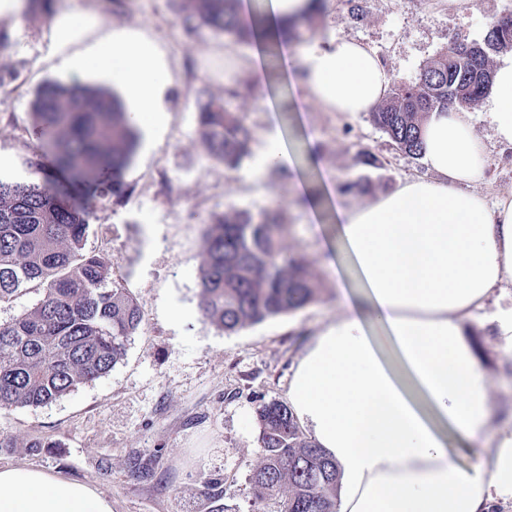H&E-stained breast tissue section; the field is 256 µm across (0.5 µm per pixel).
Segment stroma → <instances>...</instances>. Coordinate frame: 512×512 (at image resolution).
<instances>
[{
	"mask_svg": "<svg viewBox=\"0 0 512 512\" xmlns=\"http://www.w3.org/2000/svg\"><path fill=\"white\" fill-rule=\"evenodd\" d=\"M362 18L346 0H326L316 29L300 25L303 45L336 37L355 39L374 52L395 80L409 81L456 38L480 39L490 21L512 13V0H362ZM76 9L98 23L71 44L77 52L125 27L142 28L167 55L173 83L165 95L168 123L153 140H138L124 172L131 192L122 202L94 203L87 246L112 267L115 278L139 304L143 321L125 344L112 370L44 406L0 411V467L40 468L93 486L112 502V512H279L275 500L255 495L250 475L261 461L257 408L287 402L297 359L317 331L336 314L341 293L335 272L321 262L336 255V222L329 208L311 216L295 197L303 180L320 192L323 171L340 179L362 175L354 160L368 150L380 160L369 173L375 193L425 175L390 147L385 136L361 113L346 118L313 109L297 111L291 91H283L280 117L284 144L298 152L306 133L316 136L319 167L297 169L293 177L270 182L251 178L254 154L266 144L265 86L240 113L255 134L252 157L233 172L204 160L195 133L191 89L204 87L223 97L224 54L248 60L251 46L228 44L207 31L187 33L170 0H54L52 12L22 5L19 16L0 14V175L25 176L22 156L40 151L31 102L46 82L110 85L94 71L60 70V47L53 36L58 13ZM486 101L472 106L475 130L487 144L490 163L479 186L488 201L512 193V148L493 137ZM374 193V194H375ZM279 198L293 229L285 245L302 256L323 288L306 308L224 333L202 310L199 270L205 258L204 229L210 214L230 204L251 209ZM180 307L190 316L171 322ZM466 339L492 388L490 401L501 417L512 416V353L495 342L489 324L466 327Z\"/></svg>",
	"mask_w": 512,
	"mask_h": 512,
	"instance_id": "obj_1",
	"label": "stroma"
}]
</instances>
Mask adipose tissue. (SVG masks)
Instances as JSON below:
<instances>
[{"label":"adipose tissue","instance_id":"adipose-tissue-1","mask_svg":"<svg viewBox=\"0 0 512 512\" xmlns=\"http://www.w3.org/2000/svg\"><path fill=\"white\" fill-rule=\"evenodd\" d=\"M310 0H242L241 22L257 46L247 64L224 57L227 72L246 68L266 81L264 46L279 50L299 109L348 116L372 111L391 76L361 43L336 38L297 48L282 38L307 15ZM67 71L111 78L146 135L168 121L172 83L163 51L135 28L116 29L84 51L62 54ZM268 114L267 145L251 174L294 169L281 145L277 109ZM488 118L494 137L512 147V60L495 71ZM428 174L400 182L363 206L328 187L340 238L361 302L346 299L306 346L293 370L288 400L298 421L341 469L337 512H496L512 501V424L494 411L490 381L463 326L499 302L490 321L512 352V194L488 202L474 191L487 152L471 112L431 113L423 127ZM492 444L471 467L448 451V432ZM0 512H112L94 487L42 469L0 468Z\"/></svg>","mask_w":512,"mask_h":512}]
</instances>
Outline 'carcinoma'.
<instances>
[{"label":"carcinoma","mask_w":512,"mask_h":512,"mask_svg":"<svg viewBox=\"0 0 512 512\" xmlns=\"http://www.w3.org/2000/svg\"><path fill=\"white\" fill-rule=\"evenodd\" d=\"M171 2L188 32L206 30L228 43L253 40L238 19L240 0ZM511 49L512 24L489 28L480 40L454 42L414 80L393 83L371 122L395 149L421 159L426 116L475 105L491 86L492 56ZM194 95L201 153L237 169L250 154L252 129L223 99L202 88ZM32 109L60 170L95 182L104 197L119 201L129 193L121 171L131 161L136 134L111 90L49 83ZM20 165L31 177L0 178V301L28 290L41 298L0 324V410L51 403L107 374L143 319L112 267L86 248L91 211L52 187L39 156H25ZM284 209L275 200L256 212L227 205L209 219L199 284L206 315L226 333L297 312L318 296L310 264L282 258ZM257 417L262 461L250 475L256 497L277 498L286 485L279 512H336V462L304 436L287 404L263 403Z\"/></svg>","instance_id":"obj_1"}]
</instances>
